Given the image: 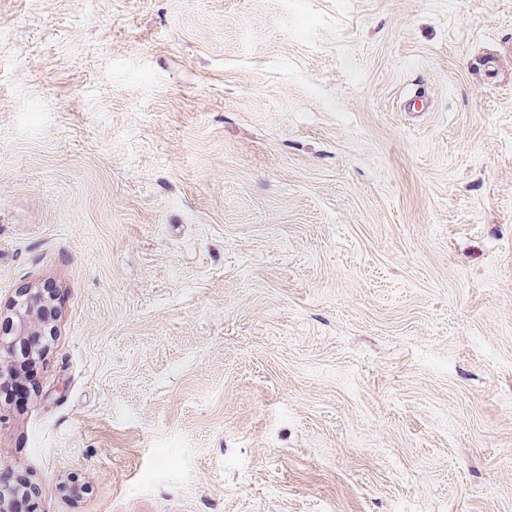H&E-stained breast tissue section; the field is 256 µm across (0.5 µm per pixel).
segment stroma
<instances>
[{
    "mask_svg": "<svg viewBox=\"0 0 512 512\" xmlns=\"http://www.w3.org/2000/svg\"><path fill=\"white\" fill-rule=\"evenodd\" d=\"M31 288L37 512H512V0H0Z\"/></svg>",
    "mask_w": 512,
    "mask_h": 512,
    "instance_id": "1",
    "label": "stroma"
}]
</instances>
